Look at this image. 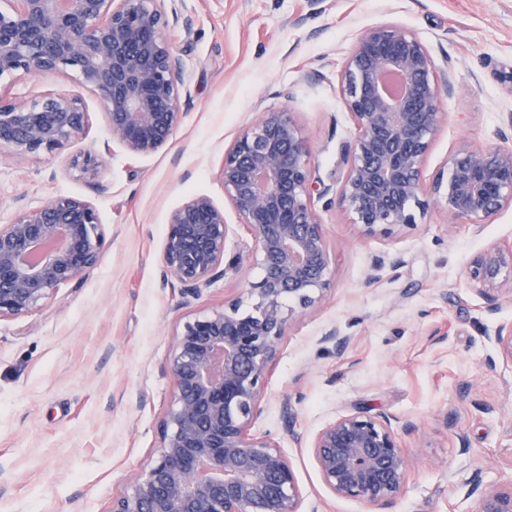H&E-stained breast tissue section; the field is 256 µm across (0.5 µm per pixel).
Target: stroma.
Returning a JSON list of instances; mask_svg holds the SVG:
<instances>
[{
	"mask_svg": "<svg viewBox=\"0 0 512 512\" xmlns=\"http://www.w3.org/2000/svg\"><path fill=\"white\" fill-rule=\"evenodd\" d=\"M183 67L182 119L149 156L109 143L102 110L73 71L0 80V98L53 91L81 98L85 135L16 164L0 157V225L18 208L64 194L89 200L105 234L97 264L37 310L0 318V512H111L156 459L172 395L170 345L183 321L247 297L244 265L199 299L167 275L169 213L196 195L223 209L227 250L255 241L224 195V155L265 110L286 108L310 148L312 203L326 230L331 285L293 311L252 434L270 438L294 474L301 512H364L334 495L311 450L315 435L360 410L391 420L416 456L383 512H473L478 490L512 485V363L490 337L512 323V293L489 304L468 280L471 259L512 245V207L465 224L429 206L415 225L361 234L326 187H340L355 125L341 70L356 39L396 23L427 46L445 89L423 165L448 176L463 145L512 147V0H165ZM109 145L96 179L71 155ZM383 259L379 279L369 277ZM337 330L340 343L324 342ZM293 418L285 420L284 406Z\"/></svg>",
	"mask_w": 512,
	"mask_h": 512,
	"instance_id": "stroma-1",
	"label": "stroma"
}]
</instances>
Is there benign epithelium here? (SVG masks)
I'll use <instances>...</instances> for the list:
<instances>
[{"label":"benign epithelium","instance_id":"7a95c632","mask_svg":"<svg viewBox=\"0 0 512 512\" xmlns=\"http://www.w3.org/2000/svg\"><path fill=\"white\" fill-rule=\"evenodd\" d=\"M0 9V78L71 70L96 98L112 141L134 156L170 143L181 121V61L166 34L162 0H6ZM344 102L356 129L340 202L364 235L416 223L430 202L453 219L485 224L512 206V148L461 146L446 183L428 189L424 160L438 132L443 93L423 41L397 24L359 36L343 66ZM81 99L43 93L0 98V155L18 164L82 137ZM71 166L93 177L100 155ZM224 195L252 232L255 251L226 258L224 210L196 195L168 216L163 261L193 299L229 269L252 263V312L235 301L185 321L171 342L173 378L156 461L112 500V512H299L288 460L250 432L269 369L286 335L285 300L305 310L330 287L324 224L311 202L310 151L292 114L264 111L224 157ZM105 244L98 213L83 198L55 195L0 225V317L28 314L94 267ZM469 278L488 301L512 282V247L474 256ZM492 340L512 361V323ZM330 490L375 512L393 504L417 458L404 452L388 417L349 413L313 440ZM475 512H512V486H488Z\"/></svg>","mask_w":512,"mask_h":512}]
</instances>
